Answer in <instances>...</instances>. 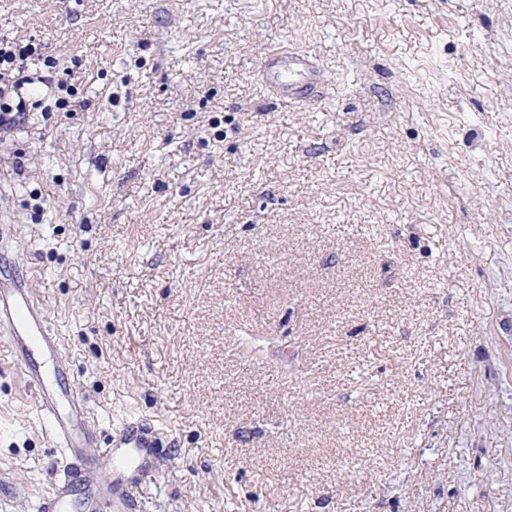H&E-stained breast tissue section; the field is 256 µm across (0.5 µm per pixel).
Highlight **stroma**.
Returning <instances> with one entry per match:
<instances>
[{"mask_svg":"<svg viewBox=\"0 0 512 512\" xmlns=\"http://www.w3.org/2000/svg\"><path fill=\"white\" fill-rule=\"evenodd\" d=\"M1 37L77 89L0 185L100 444L168 433L145 512H512V0H0ZM58 458L0 340V512ZM266 62L268 87L290 102L308 98L324 82L321 70L307 53L275 50Z\"/></svg>","mask_w":512,"mask_h":512,"instance_id":"35a3bbf8","label":"stroma"}]
</instances>
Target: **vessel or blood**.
Returning <instances> with one entry per match:
<instances>
[{
    "label": "vessel or blood",
    "mask_w": 512,
    "mask_h": 512,
    "mask_svg": "<svg viewBox=\"0 0 512 512\" xmlns=\"http://www.w3.org/2000/svg\"><path fill=\"white\" fill-rule=\"evenodd\" d=\"M321 70L304 52H274L267 60L266 83L277 95L301 101L323 83ZM14 215L0 207V339L9 345L26 385L35 393L65 465L56 469L50 492L41 497L38 512H68L70 486L77 481L99 487L94 459L87 451L97 445L96 427L84 398L68 377L64 353L45 304L32 289L30 267L14 246ZM162 435L142 420H126L117 428L109 455L113 512H140L121 473L132 465L146 466Z\"/></svg>",
    "instance_id": "b4317fda"
}]
</instances>
